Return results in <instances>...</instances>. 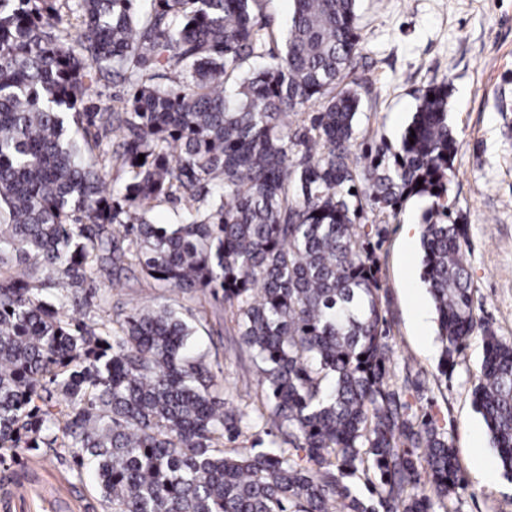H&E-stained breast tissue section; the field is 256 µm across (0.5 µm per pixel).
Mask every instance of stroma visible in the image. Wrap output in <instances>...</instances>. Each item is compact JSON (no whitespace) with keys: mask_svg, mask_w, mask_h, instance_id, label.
Returning a JSON list of instances; mask_svg holds the SVG:
<instances>
[{"mask_svg":"<svg viewBox=\"0 0 512 512\" xmlns=\"http://www.w3.org/2000/svg\"><path fill=\"white\" fill-rule=\"evenodd\" d=\"M361 36L356 75L363 109L353 149L397 145L430 86L448 83V122L458 142L448 185L450 222L467 227L464 262L486 328L512 341V0H358ZM424 204L409 200L394 214L367 212L384 233L375 251L380 297L393 346L390 376L420 371L426 398L420 414L436 417L456 451L464 477L454 512H512V481L504 478L482 416L473 406L474 375L483 357L475 333L447 374L438 371L442 343L436 320L415 325L417 308L433 303L421 278ZM112 310L130 314L144 304L180 312L195 330L205 361L235 405H261L262 376L236 320L221 301L163 290L133 271L120 285L100 278ZM483 458L488 475L474 464ZM18 482L0 489V512H104L90 480L73 475L70 457L38 451L18 465Z\"/></svg>","mask_w":512,"mask_h":512,"instance_id":"35a3bbf8","label":"stroma"}]
</instances>
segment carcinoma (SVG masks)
Returning <instances> with one entry per match:
<instances>
[{"label": "carcinoma", "mask_w": 512, "mask_h": 512, "mask_svg": "<svg viewBox=\"0 0 512 512\" xmlns=\"http://www.w3.org/2000/svg\"><path fill=\"white\" fill-rule=\"evenodd\" d=\"M260 2L0 0V462L65 452L112 512L445 509L456 453L408 400L423 382L390 383L359 220L428 202L422 278L448 375L481 326L467 225L444 222L448 85L418 97L397 146L358 154L357 0H292L278 56ZM103 78L132 92L84 111ZM109 163L126 175L118 190ZM169 201L182 222L156 223ZM134 267L235 311L283 443L226 450L250 414L215 388L178 312L92 311L97 277ZM472 395L512 480V343L489 329ZM358 471L376 499L344 482Z\"/></svg>", "instance_id": "carcinoma-1"}]
</instances>
